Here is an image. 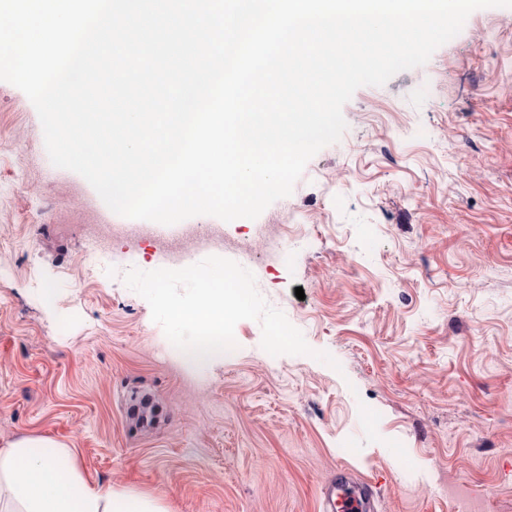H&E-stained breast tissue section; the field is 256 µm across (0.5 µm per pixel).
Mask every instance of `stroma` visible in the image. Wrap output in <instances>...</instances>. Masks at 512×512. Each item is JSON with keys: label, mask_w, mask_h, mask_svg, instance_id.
Wrapping results in <instances>:
<instances>
[{"label": "stroma", "mask_w": 512, "mask_h": 512, "mask_svg": "<svg viewBox=\"0 0 512 512\" xmlns=\"http://www.w3.org/2000/svg\"><path fill=\"white\" fill-rule=\"evenodd\" d=\"M343 116L257 219L163 225L54 166L0 81V442L68 443L90 483L169 512H322L343 465L374 512H512V8L472 12ZM210 235L332 364L269 355L254 320L188 363L123 271L86 255L198 262Z\"/></svg>", "instance_id": "35a3bbf8"}]
</instances>
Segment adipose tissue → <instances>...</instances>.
Instances as JSON below:
<instances>
[{
    "instance_id": "1",
    "label": "adipose tissue",
    "mask_w": 512,
    "mask_h": 512,
    "mask_svg": "<svg viewBox=\"0 0 512 512\" xmlns=\"http://www.w3.org/2000/svg\"><path fill=\"white\" fill-rule=\"evenodd\" d=\"M0 512H168L156 498L101 489L83 477L75 449L25 434L0 445Z\"/></svg>"
}]
</instances>
